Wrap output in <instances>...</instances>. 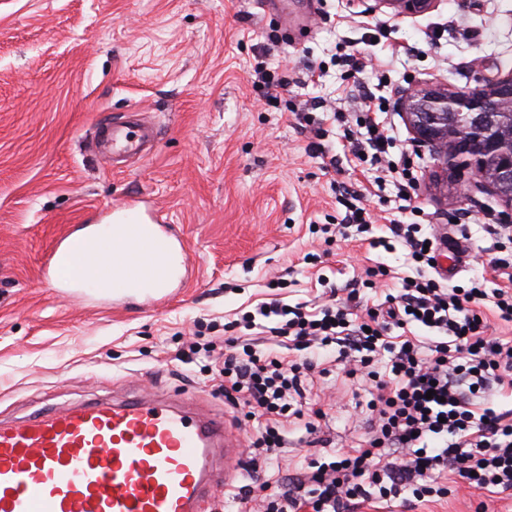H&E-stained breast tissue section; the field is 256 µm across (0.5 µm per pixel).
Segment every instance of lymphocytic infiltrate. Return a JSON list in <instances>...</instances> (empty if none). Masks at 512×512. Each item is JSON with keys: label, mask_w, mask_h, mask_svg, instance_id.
I'll use <instances>...</instances> for the list:
<instances>
[{"label": "lymphocytic infiltrate", "mask_w": 512, "mask_h": 512, "mask_svg": "<svg viewBox=\"0 0 512 512\" xmlns=\"http://www.w3.org/2000/svg\"><path fill=\"white\" fill-rule=\"evenodd\" d=\"M360 198L357 191L343 198L348 221L370 233L372 247L390 251L402 243L415 265L398 295L359 312L356 287L346 301L331 300L316 311L275 299L224 326V401L244 421L261 423L247 444L252 469H259L260 454L284 448L288 418L304 420L311 431L324 416L322 409L307 413L300 405L315 361L259 354L244 336L256 329L257 318L269 319L267 335L296 349L341 346L345 374L363 378L370 395L364 444L328 461L312 460L277 481L263 512H341L353 500H386L406 490L418 498L423 480L446 471L481 493L512 491V409L491 406L492 394H512V340L494 335L488 321L493 315L512 322V254L506 252L512 226L500 225L488 261L497 287L484 277L466 288L451 286L425 274L435 265L434 237L397 220L388 235H372ZM384 352L390 362L381 373L374 362Z\"/></svg>", "instance_id": "1"}]
</instances>
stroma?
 <instances>
[{
  "mask_svg": "<svg viewBox=\"0 0 512 512\" xmlns=\"http://www.w3.org/2000/svg\"><path fill=\"white\" fill-rule=\"evenodd\" d=\"M357 49L355 65L343 61ZM512 72V0H436L419 15L361 0H0V418L62 408L136 388L224 411L217 374L224 325L271 299L315 303L326 287L345 296L372 267L391 272L365 298L397 293L405 251L370 248L360 234L325 243L322 225L343 223V188L363 189L377 223L431 224L456 235L469 225L466 267L482 272L504 206L457 191L458 178L417 146L397 106L410 85L474 87ZM278 78L267 101L263 76ZM381 97L388 157L418 177L404 209L400 176L345 152L346 123L363 89ZM343 112L345 121L332 117ZM155 123L147 155L120 165L99 157L96 128L130 113ZM177 225L190 253L189 280L165 304L115 307L48 286L41 269L59 237L105 224L115 205ZM210 357L179 361L189 342ZM330 346L328 372L306 401L329 400L315 432L290 424L286 446L264 471L241 465L247 433L206 512H238L242 490L350 451L363 440L369 399ZM446 497L404 507L365 501L349 512H512V498L484 497L453 482Z\"/></svg>",
  "mask_w": 512,
  "mask_h": 512,
  "instance_id": "35a3bbf8",
  "label": "stroma"
}]
</instances>
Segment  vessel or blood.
Here are the masks:
<instances>
[{"mask_svg": "<svg viewBox=\"0 0 512 512\" xmlns=\"http://www.w3.org/2000/svg\"><path fill=\"white\" fill-rule=\"evenodd\" d=\"M156 140L142 123L112 125V156L131 160ZM123 245L71 280L76 293L162 304L182 284L190 255L170 225L148 220L136 202L112 211ZM93 228L65 235L48 257L49 285L60 282L63 258L80 257ZM465 263L463 246H440ZM226 422L163 397L93 399L63 409L0 419V512H201L229 463Z\"/></svg>", "mask_w": 512, "mask_h": 512, "instance_id": "obj_1", "label": "vessel or blood"}]
</instances>
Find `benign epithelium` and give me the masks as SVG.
Listing matches in <instances>:
<instances>
[{
	"label": "benign epithelium",
	"mask_w": 512,
	"mask_h": 512,
	"mask_svg": "<svg viewBox=\"0 0 512 512\" xmlns=\"http://www.w3.org/2000/svg\"><path fill=\"white\" fill-rule=\"evenodd\" d=\"M395 13L422 14L435 0H375ZM413 139L431 148L446 170L466 169L473 180L458 186L467 195L489 190L512 212V75L484 77L468 90L445 85L411 87L400 101Z\"/></svg>",
	"instance_id": "benign-epithelium-1"
}]
</instances>
